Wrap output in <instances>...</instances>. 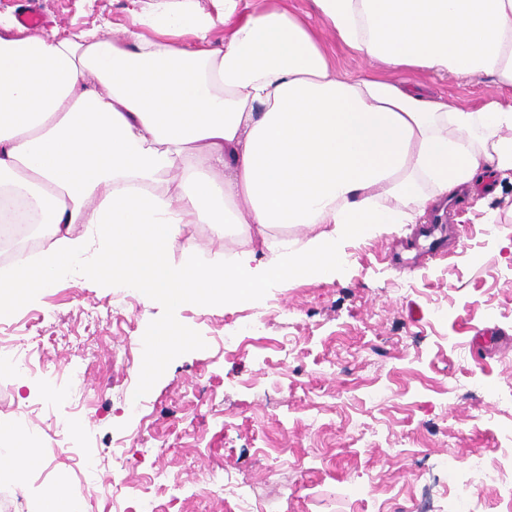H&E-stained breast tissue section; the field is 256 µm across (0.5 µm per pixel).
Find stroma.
I'll use <instances>...</instances> for the list:
<instances>
[{
	"label": "stroma",
	"instance_id": "stroma-1",
	"mask_svg": "<svg viewBox=\"0 0 512 512\" xmlns=\"http://www.w3.org/2000/svg\"><path fill=\"white\" fill-rule=\"evenodd\" d=\"M34 5L46 28L72 34L108 20L130 26L125 0H0V20L13 22ZM407 80L448 101L481 106L496 96L485 82L443 80L410 72ZM480 192L494 212L495 233L468 213L457 216L449 253L416 271L392 267L387 252L411 227L391 224L344 241L345 259L328 279L284 280L255 298L227 306L181 308L145 303L134 290L78 276L57 280L30 304L0 317V334L16 336L30 319L61 340L35 354L53 378L0 374V420L27 412L43 441L24 482H0V512H46L59 473L70 496L97 482L81 512H113L109 494L133 495L162 470L177 484L162 493L166 512H192L200 472L223 469L241 494L212 500L213 512H414L422 496H449L452 477L438 462L466 466L481 455L505 465L501 426L512 423V173ZM202 258L223 261L235 239L210 225L186 224L168 252L180 262L184 243ZM271 309L265 330L241 349L224 338L234 321ZM165 323L198 339L169 356L147 380L131 342ZM492 328L499 347L477 348ZM81 372L85 400L67 381ZM139 412H129L128 396ZM81 425L72 452L49 451L59 428Z\"/></svg>",
	"mask_w": 512,
	"mask_h": 512
}]
</instances>
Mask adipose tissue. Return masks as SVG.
Masks as SVG:
<instances>
[{
	"instance_id": "obj_1",
	"label": "adipose tissue",
	"mask_w": 512,
	"mask_h": 512,
	"mask_svg": "<svg viewBox=\"0 0 512 512\" xmlns=\"http://www.w3.org/2000/svg\"><path fill=\"white\" fill-rule=\"evenodd\" d=\"M312 2L338 43L390 77L341 74L281 0H126L134 25L118 35L0 22V220L54 240L0 273L1 316L107 262L146 301L230 306L278 281L330 277L345 240L418 223L512 171V101L453 105L399 78L425 69L512 91V0ZM185 224L239 248L213 265L189 243L169 263ZM285 225L310 235L276 238ZM147 342L149 378L190 338L164 324ZM2 436L0 469L35 457L17 424L1 422Z\"/></svg>"
}]
</instances>
